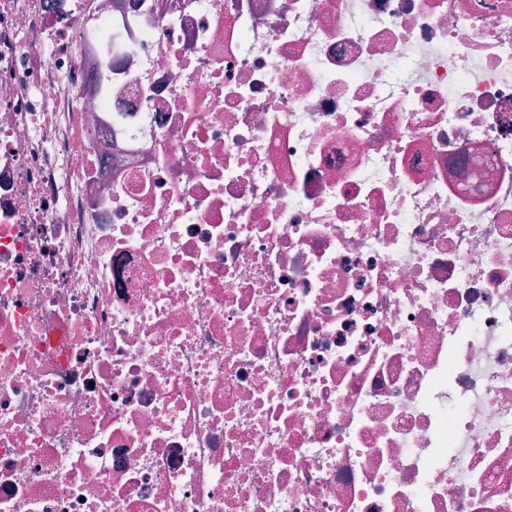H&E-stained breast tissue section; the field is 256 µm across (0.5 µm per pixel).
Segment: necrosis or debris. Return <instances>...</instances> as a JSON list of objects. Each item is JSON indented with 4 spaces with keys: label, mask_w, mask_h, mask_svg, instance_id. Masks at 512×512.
I'll use <instances>...</instances> for the list:
<instances>
[{
    "label": "necrosis or debris",
    "mask_w": 512,
    "mask_h": 512,
    "mask_svg": "<svg viewBox=\"0 0 512 512\" xmlns=\"http://www.w3.org/2000/svg\"><path fill=\"white\" fill-rule=\"evenodd\" d=\"M0 512H512V0H0Z\"/></svg>",
    "instance_id": "obj_1"
}]
</instances>
